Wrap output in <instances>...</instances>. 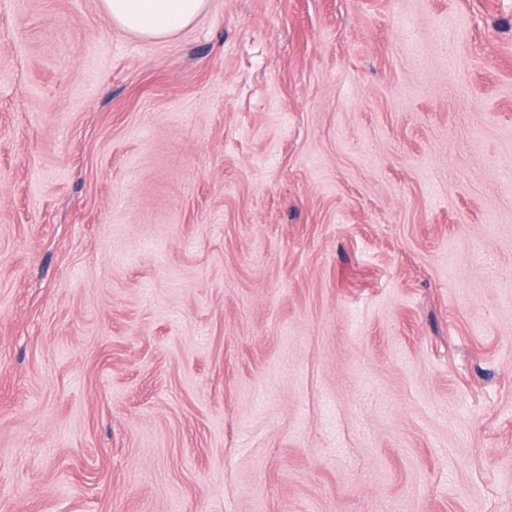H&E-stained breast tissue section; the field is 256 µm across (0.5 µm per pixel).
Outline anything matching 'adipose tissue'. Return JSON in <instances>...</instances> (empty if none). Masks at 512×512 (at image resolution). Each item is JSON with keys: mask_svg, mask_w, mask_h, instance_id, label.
I'll list each match as a JSON object with an SVG mask.
<instances>
[{"mask_svg": "<svg viewBox=\"0 0 512 512\" xmlns=\"http://www.w3.org/2000/svg\"><path fill=\"white\" fill-rule=\"evenodd\" d=\"M207 0H102L113 24L147 38H163L191 25Z\"/></svg>", "mask_w": 512, "mask_h": 512, "instance_id": "1", "label": "adipose tissue"}]
</instances>
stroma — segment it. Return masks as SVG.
I'll list each match as a JSON object with an SVG mask.
<instances>
[{
    "instance_id": "stroma-1",
    "label": "stroma",
    "mask_w": 512,
    "mask_h": 512,
    "mask_svg": "<svg viewBox=\"0 0 512 512\" xmlns=\"http://www.w3.org/2000/svg\"><path fill=\"white\" fill-rule=\"evenodd\" d=\"M0 512H512V0H0ZM207 0H102L113 24L147 38H163L191 25Z\"/></svg>"
}]
</instances>
